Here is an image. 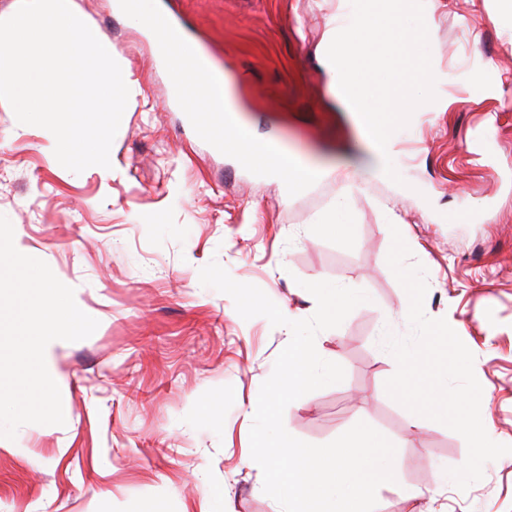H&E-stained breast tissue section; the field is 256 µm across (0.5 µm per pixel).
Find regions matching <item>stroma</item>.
<instances>
[{"mask_svg":"<svg viewBox=\"0 0 512 512\" xmlns=\"http://www.w3.org/2000/svg\"><path fill=\"white\" fill-rule=\"evenodd\" d=\"M131 72L111 146L114 176L73 173L45 150L38 127L0 100V214L16 248L45 261L99 322L55 351L64 425L27 424L0 438V512H204L211 485L226 512H281L253 461L251 406L291 332L243 319L232 298L202 286L218 261L261 288L290 319L310 317L303 282L365 290L370 300L316 338L343 382L284 412L293 436L325 444L357 422L397 448L398 483L376 512H512V454L486 463L467 490L441 479L467 457L458 433L415 419L391 399L396 366L386 331L409 335L408 297L390 270L391 214L427 270L428 317L446 318L473 353L489 437L512 445V27L504 0H424L431 59L447 75L440 106L415 113L398 173L365 174L370 156L328 89L316 49L338 0H155L158 14L236 83L259 140L321 165L287 193L199 137L173 96L149 26L108 0H74ZM361 171L346 192V175ZM353 222L322 227L339 196ZM416 491L415 499L401 487Z\"/></svg>","mask_w":512,"mask_h":512,"instance_id":"35a3bbf8","label":"stroma"}]
</instances>
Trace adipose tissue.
<instances>
[{"label": "adipose tissue", "mask_w": 512, "mask_h": 512, "mask_svg": "<svg viewBox=\"0 0 512 512\" xmlns=\"http://www.w3.org/2000/svg\"><path fill=\"white\" fill-rule=\"evenodd\" d=\"M169 57L175 63L174 88L188 111L232 114L241 111L242 106L231 82H224L220 95H213L215 75L210 67H195L175 47L170 48ZM252 148L262 161V171L277 176L288 192L303 188L320 173L318 167L302 163L287 150L271 155L266 152L264 143L258 141L253 142Z\"/></svg>", "instance_id": "adipose-tissue-1"}]
</instances>
